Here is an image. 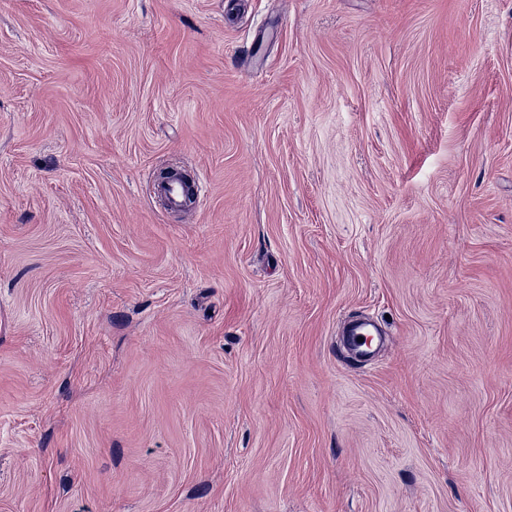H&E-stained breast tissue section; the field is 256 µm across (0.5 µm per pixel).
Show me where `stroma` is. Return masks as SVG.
I'll list each match as a JSON object with an SVG mask.
<instances>
[{
  "instance_id": "35a3bbf8",
  "label": "stroma",
  "mask_w": 512,
  "mask_h": 512,
  "mask_svg": "<svg viewBox=\"0 0 512 512\" xmlns=\"http://www.w3.org/2000/svg\"><path fill=\"white\" fill-rule=\"evenodd\" d=\"M0 512H512V0H0ZM152 190L154 194H161L166 201V205L169 210L177 211L181 209L184 197L188 190L192 192L195 199L199 200L203 190L204 182L199 176H193L192 182L189 188L179 181H171L168 183H153ZM376 333L371 325L363 320H354L347 326L345 336H348L346 345L354 359H364L370 355ZM358 337H363V342H358Z\"/></svg>"
}]
</instances>
